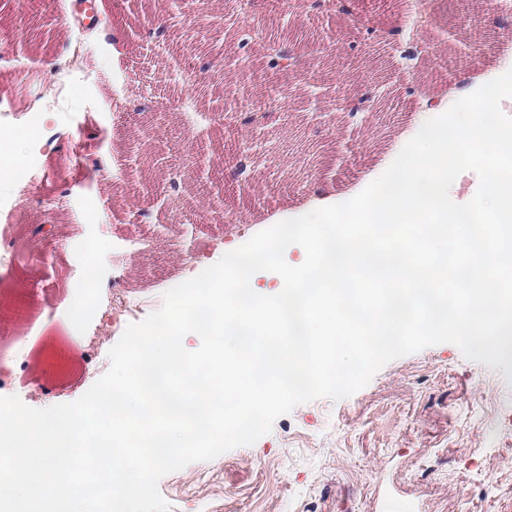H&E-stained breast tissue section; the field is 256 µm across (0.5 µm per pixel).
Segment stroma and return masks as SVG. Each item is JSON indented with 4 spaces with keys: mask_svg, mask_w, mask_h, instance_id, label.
<instances>
[{
    "mask_svg": "<svg viewBox=\"0 0 512 512\" xmlns=\"http://www.w3.org/2000/svg\"><path fill=\"white\" fill-rule=\"evenodd\" d=\"M0 0V375L32 389V408L78 400L110 366L129 324L164 294L256 233L311 210L315 193L354 197L388 168L427 101L490 79L512 58V0ZM168 26L167 42L149 28ZM302 34V61L281 78L264 125L252 65L264 39ZM416 40L428 54L407 66ZM188 78H178L180 67ZM41 114L32 125L25 115ZM223 113L211 121L213 113ZM111 155L115 177L89 184L78 162ZM193 151L200 165L181 169ZM253 179L233 176L241 156ZM181 171L179 206L163 187ZM223 223H214L216 214ZM40 224L49 237H32ZM103 291L102 320L73 311L86 276ZM29 337L23 356L12 341ZM170 512H512V380L450 343L386 364L340 400L279 417L253 445L193 462L158 482Z\"/></svg>",
    "mask_w": 512,
    "mask_h": 512,
    "instance_id": "stroma-1",
    "label": "stroma"
}]
</instances>
